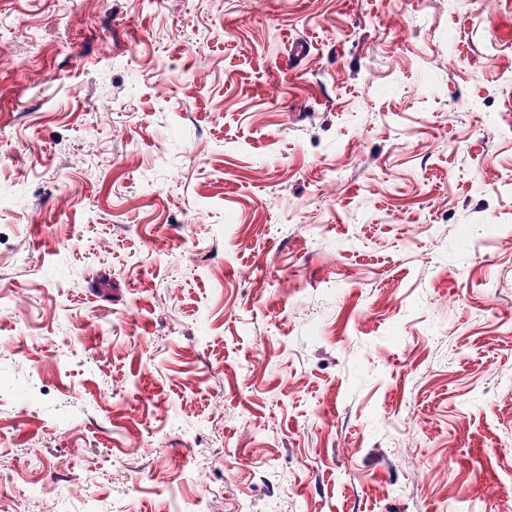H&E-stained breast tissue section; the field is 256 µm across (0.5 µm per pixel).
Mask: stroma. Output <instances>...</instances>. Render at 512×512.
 Wrapping results in <instances>:
<instances>
[{
	"label": "stroma",
	"instance_id": "1",
	"mask_svg": "<svg viewBox=\"0 0 512 512\" xmlns=\"http://www.w3.org/2000/svg\"><path fill=\"white\" fill-rule=\"evenodd\" d=\"M1 21L0 512H512V0Z\"/></svg>",
	"mask_w": 512,
	"mask_h": 512
}]
</instances>
